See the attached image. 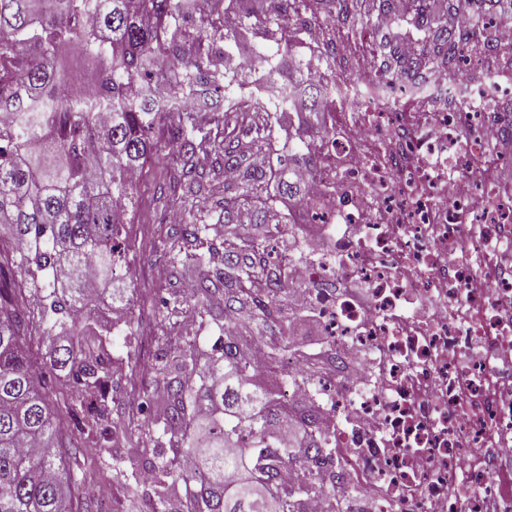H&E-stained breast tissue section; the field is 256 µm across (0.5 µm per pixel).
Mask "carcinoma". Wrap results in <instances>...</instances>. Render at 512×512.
I'll list each match as a JSON object with an SVG mask.
<instances>
[{"label":"carcinoma","instance_id":"cac0c4a2","mask_svg":"<svg viewBox=\"0 0 512 512\" xmlns=\"http://www.w3.org/2000/svg\"><path fill=\"white\" fill-rule=\"evenodd\" d=\"M208 0H0V103L15 112L0 119V227L10 243L0 244V512H69L71 474L59 463L58 417L40 390L33 361L22 341L29 334L25 289L41 293L44 336L53 345L50 369L65 373L73 387L70 408L86 413L81 430L103 456L111 455L118 435L131 441L139 434L120 420H110V405L128 398L127 385L140 369V355H127L120 380L114 379L106 341L94 330L96 305L111 299L134 319L133 298L115 287L118 265L129 266L133 245L121 214L132 223L136 183L166 143L177 149L165 204L187 205L226 167L237 179L224 186L219 209L199 210L190 220L171 225L157 250L175 268L183 261L205 270L190 292L163 300L162 320L181 312L203 325L216 319L214 309L245 317L254 335L226 336L201 357L196 338L166 337V348L149 367L160 396L143 425L145 448H130L112 459L122 498L115 512L139 499L141 469L149 467L160 488L152 512H303V501L325 494L322 474L312 464L329 458L319 444L316 411L298 412L256 385L265 368L288 361V346L273 344L259 365L243 358L245 348L280 310L288 287L274 242L287 236L298 247L294 228L279 227L270 199L271 181L278 193L299 195L294 179L305 168L317 174L322 158L307 151L308 142L286 151L274 149L278 116L290 98L265 105L228 94L248 83L246 73L224 50V65H215L210 47L236 43L249 30L291 51L309 30L291 25L288 10L348 16L352 25L372 24L358 0H271L259 17L245 10L244 0H226L225 9L239 24L227 29L207 22ZM429 12L430 45L416 62L395 60L399 81L448 63V0H414ZM199 23H193V14ZM76 47L93 66L99 94L112 102L101 116L79 106L82 92L69 87L70 72L58 63L59 50ZM317 64L296 62L288 81L314 90L310 105L321 111L333 102L327 84L311 80L312 71L327 77L336 61L319 55ZM209 91L229 102L221 112L237 133L207 148L196 141L195 111L182 99ZM276 159L259 171L251 157ZM262 224L248 240L238 237L240 224ZM293 424L298 441L288 447L274 432ZM286 466L304 467L307 481L278 487ZM243 479L228 483L225 476ZM187 488L174 502L165 489Z\"/></svg>","mask_w":512,"mask_h":512}]
</instances>
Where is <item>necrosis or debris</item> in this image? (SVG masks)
Masks as SVG:
<instances>
[{"mask_svg": "<svg viewBox=\"0 0 512 512\" xmlns=\"http://www.w3.org/2000/svg\"><path fill=\"white\" fill-rule=\"evenodd\" d=\"M486 25V48L406 82L320 44L359 70L304 176L322 241L286 274L330 347L314 385L288 361V394L332 423L341 512H512V17Z\"/></svg>", "mask_w": 512, "mask_h": 512, "instance_id": "necrosis-or-debris-1", "label": "necrosis or debris"}]
</instances>
